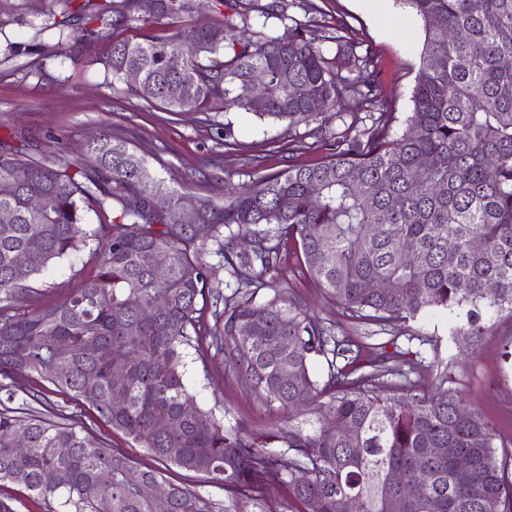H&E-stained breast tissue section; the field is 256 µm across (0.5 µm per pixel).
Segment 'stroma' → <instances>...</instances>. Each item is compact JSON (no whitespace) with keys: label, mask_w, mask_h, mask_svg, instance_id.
Returning <instances> with one entry per match:
<instances>
[{"label":"stroma","mask_w":512,"mask_h":512,"mask_svg":"<svg viewBox=\"0 0 512 512\" xmlns=\"http://www.w3.org/2000/svg\"><path fill=\"white\" fill-rule=\"evenodd\" d=\"M316 2L374 50L394 128L402 130L412 110L411 91L424 39L420 19L397 0ZM0 19L5 22L0 33L28 48L19 56L0 55V137L14 131L25 133L36 147L35 157L75 160L89 136L106 131L132 140L167 182L187 186L190 192L218 203L232 186L250 181L256 171L272 172L291 163L313 164L322 158L312 144L328 128L327 114L297 127L306 147L290 156L279 146L284 125L234 110L213 113L208 120L195 112L172 114L146 107L113 87L103 66L112 49L111 36L90 42L77 35L59 41L55 31L43 29L41 16L27 11L25 0H0ZM279 251V262L266 274L267 286L258 291V298L270 296L272 289H284L336 335L352 337L364 349L395 342L400 351L409 353L424 382L437 383L440 374H447L448 389L459 395L467 410L493 426L499 451L512 452V358L505 356V346L512 340V313H500L475 348L450 335L451 318L444 310L411 322L408 334L392 338L377 326L348 319L308 276L302 254L288 242H280ZM95 265L86 251L60 262L33 281L31 292L19 299V307L30 311L63 301L94 273ZM213 312L210 304L202 310L212 348L204 356L192 349L185 353L188 391L217 418L243 421L255 431L275 430L284 424L285 413L245 387L227 354L217 351L223 338ZM31 388L35 397L28 401L0 389V405L34 414L42 411L44 402H51L60 413L81 419L105 446L124 452L133 465L160 470L165 482L209 497L217 512H289L285 487H267L254 499L228 494L204 474L160 465L94 409L52 384L36 378Z\"/></svg>","instance_id":"1"}]
</instances>
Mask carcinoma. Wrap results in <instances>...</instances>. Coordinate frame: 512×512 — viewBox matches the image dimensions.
I'll list each match as a JSON object with an SVG mask.
<instances>
[{
	"label": "carcinoma",
	"instance_id": "obj_1",
	"mask_svg": "<svg viewBox=\"0 0 512 512\" xmlns=\"http://www.w3.org/2000/svg\"><path fill=\"white\" fill-rule=\"evenodd\" d=\"M63 2L59 14L37 11L60 41L74 18L90 37L141 31L138 41L112 42L104 66L112 84L150 106L234 108L291 132L320 103L341 130L312 145L320 162L259 174L222 204L167 184L131 140L107 132L85 144V164L34 159L0 141V183L15 186L0 197L14 216L0 223V379L10 395L30 394L34 374L159 462L204 473L227 493L288 487L294 512H312L313 501L317 512H349L354 498L360 512H512L507 456L487 421L453 391L406 378L403 352L381 346L360 358V344L336 339L290 292L258 302L252 291L215 314L245 386L287 410V425L273 434L226 426L183 382L184 351L206 339L198 304L212 296L202 259L209 240L238 285L256 289L279 259L270 241L294 243L309 277L359 323L400 330L444 309L455 316L451 335L476 346L499 313H512V0H402L425 37L400 135L374 53L313 0H208L223 21L188 29L183 19L200 0H154L150 13L140 0ZM156 24L170 34L151 33ZM184 36L197 44L193 57L178 52ZM130 71L138 83L126 81ZM36 196L45 209L28 206ZM189 196L196 224L179 221ZM88 209L104 218L96 229ZM247 235L251 249L237 248ZM91 244L97 268L80 288L57 305L13 311L32 291L14 280L20 260L31 279ZM158 249L168 253L162 271L151 263ZM370 281L389 288L371 291ZM319 358L329 370L322 384L311 373ZM383 372L404 377L400 394L377 393ZM45 409L47 417L0 409V481L56 499V512H98L104 498L112 512H156L147 488L161 472L135 467L76 419ZM427 448L442 452L424 460ZM55 469L64 482L44 485ZM393 470L403 487L390 483ZM168 487V512H214L199 492Z\"/></svg>",
	"mask_w": 512,
	"mask_h": 512
}]
</instances>
